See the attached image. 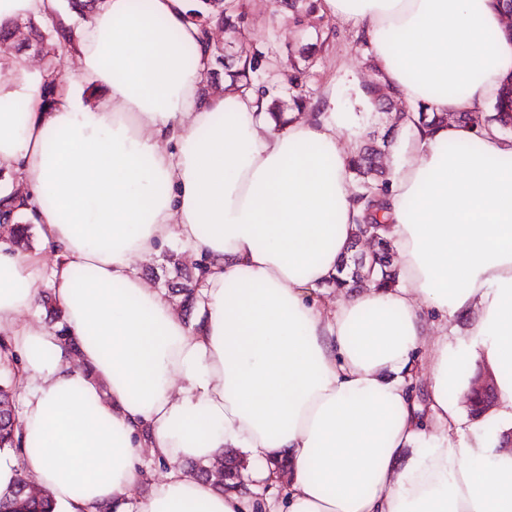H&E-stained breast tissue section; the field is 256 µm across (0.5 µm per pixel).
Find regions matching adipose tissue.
<instances>
[{
	"instance_id": "adipose-tissue-1",
	"label": "adipose tissue",
	"mask_w": 512,
	"mask_h": 512,
	"mask_svg": "<svg viewBox=\"0 0 512 512\" xmlns=\"http://www.w3.org/2000/svg\"><path fill=\"white\" fill-rule=\"evenodd\" d=\"M318 7L365 35L409 106L473 112L512 74L493 0ZM185 12L0 0V24L54 22L80 65L48 99L47 70L0 53V176L53 255L0 241V337L18 422L42 442L0 452V495L25 473L55 512H512V139L412 131L385 196L398 282L332 297L357 233L358 146L338 136L354 113L332 89L279 120L256 93L206 90L210 50ZM174 240L199 279L190 326L143 274ZM43 285L65 335L25 319ZM476 365L498 394L471 416ZM226 448L260 462L256 487L185 474ZM149 459L167 470L133 500ZM281 483L283 500L258 491Z\"/></svg>"
}]
</instances>
